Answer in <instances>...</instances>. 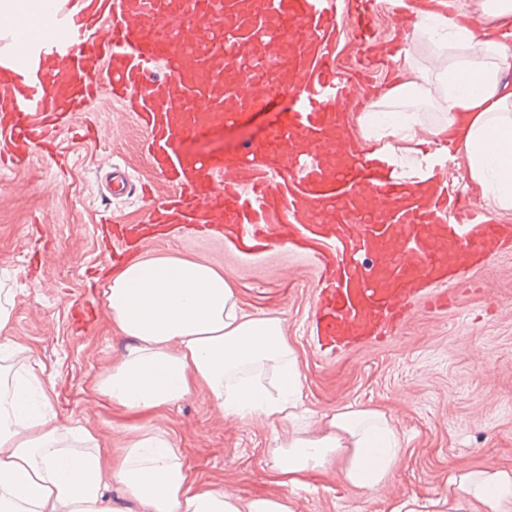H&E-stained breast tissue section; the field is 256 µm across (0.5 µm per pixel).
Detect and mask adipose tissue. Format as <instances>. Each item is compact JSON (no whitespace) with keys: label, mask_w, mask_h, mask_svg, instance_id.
I'll use <instances>...</instances> for the list:
<instances>
[{"label":"adipose tissue","mask_w":512,"mask_h":512,"mask_svg":"<svg viewBox=\"0 0 512 512\" xmlns=\"http://www.w3.org/2000/svg\"><path fill=\"white\" fill-rule=\"evenodd\" d=\"M416 33L437 38L448 66L436 85L389 87L384 110L357 121L380 153L403 155L418 135L409 100L430 101L442 114L428 132H454L469 176L512 207V87L500 70L507 46L440 13ZM493 149H485L488 136ZM0 274V512H294L288 496L243 500L221 486L196 488L181 451L158 431H138L126 447L103 452L97 433L60 423L50 406L53 383L38 370L33 349L12 334L16 294ZM124 351L99 392L130 411L171 408L203 391L224 416L299 419L301 374L284 317L256 315L240 304L223 269L188 259L131 262L103 292ZM319 432L297 429L274 440L276 468L296 487L310 471L339 467L367 492L393 474L404 445L377 410L346 408L320 417ZM123 501H114L112 491ZM444 512H512V468L453 471Z\"/></svg>","instance_id":"obj_1"}]
</instances>
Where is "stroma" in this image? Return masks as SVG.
I'll return each mask as SVG.
<instances>
[{
    "label": "stroma",
    "mask_w": 512,
    "mask_h": 512,
    "mask_svg": "<svg viewBox=\"0 0 512 512\" xmlns=\"http://www.w3.org/2000/svg\"><path fill=\"white\" fill-rule=\"evenodd\" d=\"M353 39L342 27L344 65L364 72L374 86L435 80L436 53L414 39L417 71L392 60L366 67L349 54ZM288 102L266 109L217 135L187 139L188 150L231 154L277 125ZM144 132L102 93L85 115L58 137L65 169L35 155L24 172L0 170V269L15 271L13 334L29 344L54 382L51 404L60 421L93 424L102 444L124 447L136 429L168 433L200 483L221 486L243 499L291 495L295 512H397L418 500L429 504L448 488V471L512 466V255L452 287L441 310H415L389 342L335 359L326 358L308 332L317 271L308 257L287 249L245 256L223 237L190 230L165 232L145 255L177 256L222 267L248 311L287 321L311 417L337 409H375L390 415L408 441L393 476L371 493L344 482L339 468L310 473L290 488L268 449L288 438V424L224 417L205 394L171 410L134 414L97 390L123 348L103 301L116 275L114 224H141L149 208L139 195L115 197L103 184L115 164L132 182L161 185L141 147Z\"/></svg>",
    "instance_id": "obj_1"
}]
</instances>
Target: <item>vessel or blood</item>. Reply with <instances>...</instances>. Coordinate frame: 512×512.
<instances>
[{
  "label": "vessel or blood",
  "instance_id": "vessel-or-blood-1",
  "mask_svg": "<svg viewBox=\"0 0 512 512\" xmlns=\"http://www.w3.org/2000/svg\"><path fill=\"white\" fill-rule=\"evenodd\" d=\"M409 29L434 0H395ZM77 0L31 35L1 19L12 48L0 60V167L18 173L102 88L144 130L167 192L148 221L223 228L243 255L285 246L318 273L309 331L320 349L351 353L397 336L421 304L446 305L449 284L512 252L501 224L446 178L454 141L442 136L411 175L371 156L349 114L368 87L336 61L339 25L352 53L384 54L374 0ZM163 76H155L156 66ZM287 96L279 124L237 152L187 151L185 139L233 126Z\"/></svg>",
  "mask_w": 512,
  "mask_h": 512
}]
</instances>
